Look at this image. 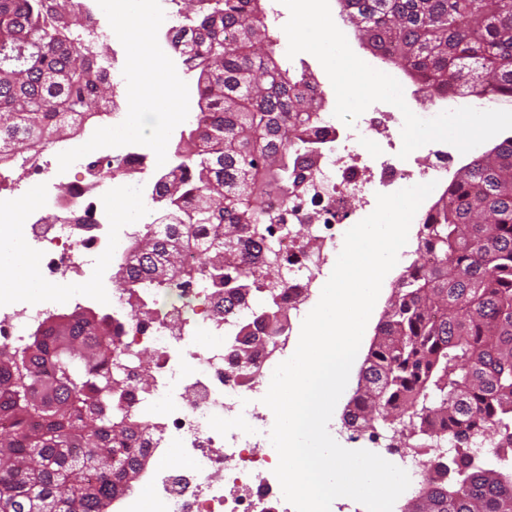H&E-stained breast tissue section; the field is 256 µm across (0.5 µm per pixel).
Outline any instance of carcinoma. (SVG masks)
<instances>
[{
  "label": "carcinoma",
  "mask_w": 512,
  "mask_h": 512,
  "mask_svg": "<svg viewBox=\"0 0 512 512\" xmlns=\"http://www.w3.org/2000/svg\"><path fill=\"white\" fill-rule=\"evenodd\" d=\"M371 48L438 94L512 95V0H340ZM189 44L196 126L175 146L177 195L161 194L165 228L122 269L123 287L210 278L234 290L263 271L243 241L262 236L267 196L288 191V141L310 129L304 78L283 67L263 0H206ZM78 0H0V159L44 147L74 120L112 107L110 64L88 40ZM463 166L452 201L423 225L426 264L401 276L360 371L348 423L458 444L433 463L403 512H512V139ZM200 267L170 261L191 246ZM108 314H53L22 350L0 345V512H112L147 449L112 393L111 362L130 358ZM498 436L483 467L464 449Z\"/></svg>",
  "instance_id": "carcinoma-1"
}]
</instances>
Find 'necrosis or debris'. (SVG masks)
I'll return each mask as SVG.
<instances>
[{
  "instance_id": "4bbe7bcc",
  "label": "necrosis or debris",
  "mask_w": 512,
  "mask_h": 512,
  "mask_svg": "<svg viewBox=\"0 0 512 512\" xmlns=\"http://www.w3.org/2000/svg\"><path fill=\"white\" fill-rule=\"evenodd\" d=\"M300 72L314 99L315 124L304 139L289 144L300 161L287 193L271 195L273 222L267 239L281 257L278 271L263 278L262 290L279 293L295 314L306 313L320 289L330 255L344 227L368 216L377 194L430 181L446 191L451 169L465 159L453 145L427 144V161L399 158L403 115L391 104L366 110L347 126L334 115L325 92L326 77L301 61ZM385 143L374 154L370 141ZM73 143L59 140L40 151L0 160V223H9L0 243L20 244L39 256L38 275L46 281L63 276L82 282V292L34 298L0 285V340L23 346L28 330L51 309L110 304L119 320L131 316L122 294H107L113 267H124L143 239L144 224H117L109 202L119 184L111 168L99 167L91 180L69 177L64 166ZM112 161L123 174L142 177L150 196L160 191V162H149L136 145L118 142ZM36 196L39 207L19 212L17 202ZM51 208L59 223L47 224L41 211ZM186 301H168L164 290L139 296L152 313L148 324L127 330V350L154 349L155 373L146 389L136 391L129 415L142 429L151 453L178 450L180 475L144 476L135 493L118 501L116 512H292L272 473L279 456L265 436L268 413L262 398L276 366L295 345L293 329L276 336L266 353L250 363L232 364L226 349L240 316L254 299L225 307L220 291L182 285ZM222 481H215V474Z\"/></svg>"
}]
</instances>
